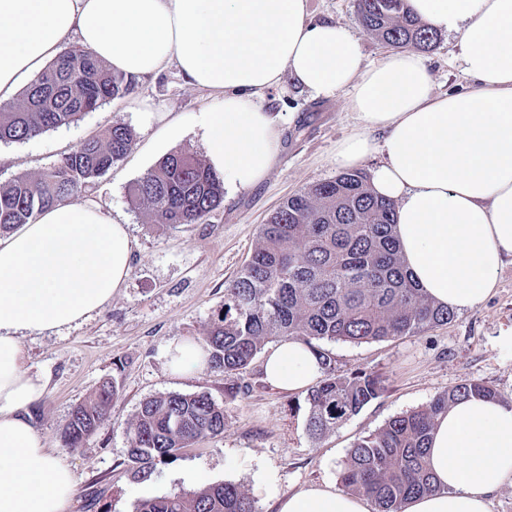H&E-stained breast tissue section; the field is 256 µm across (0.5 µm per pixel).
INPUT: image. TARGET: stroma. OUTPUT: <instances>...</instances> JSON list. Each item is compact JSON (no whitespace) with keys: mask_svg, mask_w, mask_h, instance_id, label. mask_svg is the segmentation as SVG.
Segmentation results:
<instances>
[{"mask_svg":"<svg viewBox=\"0 0 512 512\" xmlns=\"http://www.w3.org/2000/svg\"><path fill=\"white\" fill-rule=\"evenodd\" d=\"M316 21L332 20L360 39L365 62L375 63L386 47L363 33L355 0H307ZM458 38L441 34L422 57L437 93L473 89L456 57ZM212 93L186 83L176 66L138 79L124 98L104 104L79 121L20 142H0V185L15 177L37 176L102 128L121 123L134 135L131 152L77 193L127 227L134 243L132 268L122 288L86 319L40 334H23L20 343L32 375L45 384L27 415L54 455L70 465L76 484L71 512H136L147 497L192 492L196 472L212 484L233 483L256 493L258 512H277L279 498L311 484L340 485L350 448L394 416L428 405L462 380L494 388L512 404V346L500 344L512 328V262L499 272L493 294L481 305L456 312L447 324L418 336L363 343L325 341L321 347L337 373L381 375L380 396L321 440L307 431L305 391L288 392L265 381L263 356L233 373L209 368L174 374L166 350L180 339L201 341L224 306V289L249 259L264 224L289 196L336 176L333 155L357 124L343 96L313 98L291 78L260 100L280 130L274 168L256 187L225 192L222 204L201 223L159 226L132 208L128 190L162 157L176 151L204 155L203 114ZM177 127L165 136L161 125L145 124L144 107ZM164 122V123H165ZM116 380L118 394L107 423L81 447H65L61 433L73 408L93 399L98 386ZM205 392L223 405L222 435L206 437L178 458L158 465L152 479L137 481L128 460V423L141 403L167 394Z\"/></svg>","mask_w":512,"mask_h":512,"instance_id":"1","label":"stroma"}]
</instances>
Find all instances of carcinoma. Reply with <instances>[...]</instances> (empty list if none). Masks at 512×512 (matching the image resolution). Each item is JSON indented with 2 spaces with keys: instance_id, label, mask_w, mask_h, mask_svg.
<instances>
[{
  "instance_id": "cac0c4a2",
  "label": "carcinoma",
  "mask_w": 512,
  "mask_h": 512,
  "mask_svg": "<svg viewBox=\"0 0 512 512\" xmlns=\"http://www.w3.org/2000/svg\"><path fill=\"white\" fill-rule=\"evenodd\" d=\"M363 31L392 49L429 50L438 32L415 18L405 0H356ZM132 90L91 54H59L0 108V142L39 136L79 120ZM132 131L113 124L83 141L36 177L0 187V234L32 222L42 211L92 187L132 149ZM224 180L196 155L177 151L161 159L129 189L133 207L166 225L198 224L223 202ZM395 204L374 195L367 177L343 172L289 196L261 225L251 259L224 288V309L205 333L208 362L224 372L246 368L266 344L292 337L322 359L324 374L308 392V432L319 440L358 414L383 389L368 373L336 374L321 340L354 344L420 335L450 322L454 312L430 300L404 269L394 235ZM116 381L76 406L63 431L79 447L108 419ZM499 399L478 381L457 384L427 406L390 419L349 450L342 484L375 512H403L405 503L436 490L425 460L437 417L464 398ZM224 407L208 393H168L144 400L127 426L135 475L178 457L197 440L224 433ZM136 512H258L252 497L232 483L205 485L140 501Z\"/></svg>"
}]
</instances>
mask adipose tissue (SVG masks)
Returning <instances> with one entry per match:
<instances>
[{"label": "adipose tissue", "mask_w": 512, "mask_h": 512, "mask_svg": "<svg viewBox=\"0 0 512 512\" xmlns=\"http://www.w3.org/2000/svg\"><path fill=\"white\" fill-rule=\"evenodd\" d=\"M414 16L459 36L474 90L437 94L419 55L363 60L358 37L307 19L306 0H0V101L32 83L59 45L81 47L128 77L176 64L215 96L204 113L206 159L226 189L260 183L277 160L280 131L256 100L291 76L312 97L345 94L359 126L336 146L338 169L379 153L375 194L394 202L403 261L419 288L450 310L489 298L512 259V0H406ZM133 243L100 206L42 211L0 238V512H70L69 465L27 419L44 392L18 335L84 319L121 288ZM267 381L298 391L323 374L318 355L282 340L263 363ZM436 492L404 512H489L512 481V404L469 398L433 432ZM279 512H369L361 497L312 485L285 494Z\"/></svg>", "instance_id": "1"}]
</instances>
